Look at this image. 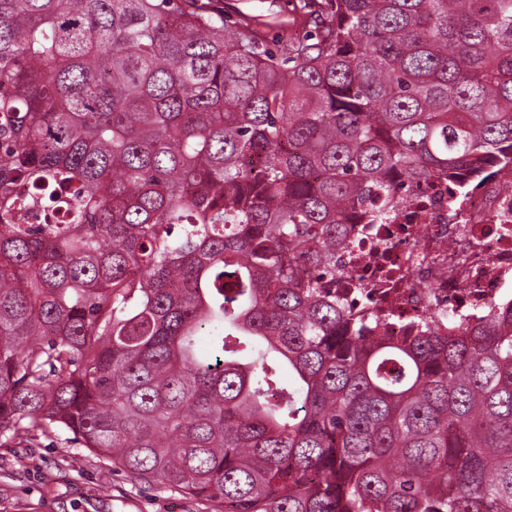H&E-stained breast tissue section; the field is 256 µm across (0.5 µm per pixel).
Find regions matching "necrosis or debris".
<instances>
[{
  "instance_id": "necrosis-or-debris-1",
  "label": "necrosis or debris",
  "mask_w": 512,
  "mask_h": 512,
  "mask_svg": "<svg viewBox=\"0 0 512 512\" xmlns=\"http://www.w3.org/2000/svg\"><path fill=\"white\" fill-rule=\"evenodd\" d=\"M336 251V305L350 318L447 330L512 302V169L479 188L447 179L396 195L380 224H353Z\"/></svg>"
}]
</instances>
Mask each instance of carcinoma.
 <instances>
[{"label": "carcinoma", "instance_id": "cac0c4a2", "mask_svg": "<svg viewBox=\"0 0 512 512\" xmlns=\"http://www.w3.org/2000/svg\"><path fill=\"white\" fill-rule=\"evenodd\" d=\"M321 9L270 43L0 0V437L217 512H512V309L395 339L311 278L394 194L512 167V0Z\"/></svg>", "mask_w": 512, "mask_h": 512}]
</instances>
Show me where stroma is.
Masks as SVG:
<instances>
[{"instance_id": "1", "label": "stroma", "mask_w": 512, "mask_h": 512, "mask_svg": "<svg viewBox=\"0 0 512 512\" xmlns=\"http://www.w3.org/2000/svg\"><path fill=\"white\" fill-rule=\"evenodd\" d=\"M296 0H210L213 11L233 20H262L268 40L299 38L307 28L294 19ZM207 503L115 470L63 431L34 444H0V512H208Z\"/></svg>"}]
</instances>
